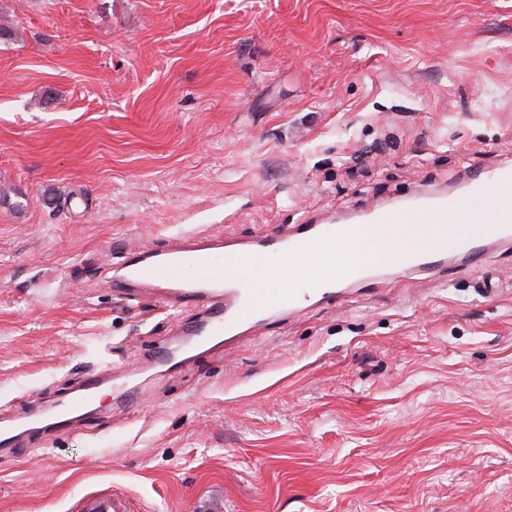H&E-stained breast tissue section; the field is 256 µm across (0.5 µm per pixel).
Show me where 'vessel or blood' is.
I'll return each mask as SVG.
<instances>
[{
  "mask_svg": "<svg viewBox=\"0 0 512 512\" xmlns=\"http://www.w3.org/2000/svg\"><path fill=\"white\" fill-rule=\"evenodd\" d=\"M423 205L434 223L471 225V233L457 243L456 250L465 262L480 260L487 248L484 225H498L499 240L512 241V166L466 174L456 192L429 197ZM405 215L402 208L377 209L362 220L403 225V233L382 241L381 247L384 255L395 256L410 273H428L445 265L443 253L414 247L418 231L405 226ZM354 241L349 224H301L290 235L267 228L248 242L191 236L163 251L137 252L116 270L113 283L123 288L158 287L174 302L205 305L203 318L184 329L183 348L158 354V366L172 367L181 354L204 355L261 323L266 314L293 308L302 299L332 301L343 290L370 286V277L350 248ZM308 251L314 254L308 269L279 262L280 257ZM258 269L268 271L267 287L248 285V273ZM107 384L102 370L88 371L68 399L57 406L34 408L24 424L32 428L48 416L54 426L66 427L83 416ZM79 512H130V507L123 493L115 490L84 496Z\"/></svg>",
  "mask_w": 512,
  "mask_h": 512,
  "instance_id": "1",
  "label": "vessel or blood"
}]
</instances>
